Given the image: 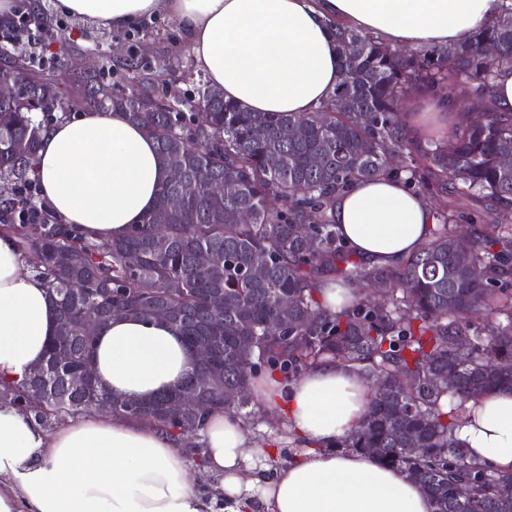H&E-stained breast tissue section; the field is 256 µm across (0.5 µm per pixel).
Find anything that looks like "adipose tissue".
Returning a JSON list of instances; mask_svg holds the SVG:
<instances>
[{
  "label": "adipose tissue",
  "mask_w": 512,
  "mask_h": 512,
  "mask_svg": "<svg viewBox=\"0 0 512 512\" xmlns=\"http://www.w3.org/2000/svg\"><path fill=\"white\" fill-rule=\"evenodd\" d=\"M503 0H57L64 14L115 31L163 15L183 29L211 85L249 112L309 113L340 78L334 29L393 48L450 46L493 21ZM42 196L86 238H123L155 206L165 177L156 144L121 111L83 112L42 135ZM339 233L366 264L394 267L416 253L436 219L406 184H354L336 199ZM57 333L44 280L0 234V388L23 382ZM196 357L162 318L113 317L96 333L92 368L109 394L146 402L179 388ZM250 394L299 443L288 465L256 444L245 422L212 412L201 464L164 428L98 413L47 429L0 402V512H433L400 468L341 447L372 386L324 361L292 381L267 372ZM472 459L512 471V389L467 402L455 430Z\"/></svg>",
  "instance_id": "1"
}]
</instances>
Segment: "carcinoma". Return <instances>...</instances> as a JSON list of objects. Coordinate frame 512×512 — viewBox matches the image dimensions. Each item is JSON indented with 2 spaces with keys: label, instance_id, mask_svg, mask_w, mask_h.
Segmentation results:
<instances>
[{
  "label": "carcinoma",
  "instance_id": "carcinoma-1",
  "mask_svg": "<svg viewBox=\"0 0 512 512\" xmlns=\"http://www.w3.org/2000/svg\"><path fill=\"white\" fill-rule=\"evenodd\" d=\"M56 27L40 0L26 5L23 20L0 18V55L11 58L0 77L26 81L24 96L0 99V232L21 253L39 254L35 272L55 296L57 335L91 318L100 328L114 315L148 321L166 308L186 343L205 344L212 357L209 372L194 368L183 387L243 418L258 364L290 378L326 358L347 365L374 392L336 447L405 469L434 512H512V495L499 492L512 473L477 465L454 435L464 403L512 386V296L493 304L494 286L512 275V248L458 228L453 199L490 201L512 221V171L501 167L512 154V113L492 105L499 71L512 69V7L461 44L410 53L336 26L341 79L308 114L247 112L207 83L186 102L160 97L144 79L127 89L79 78L64 91L43 73L51 59L5 49L50 44ZM461 83L476 89L461 104L466 118L448 139L414 145L401 121L409 95H448ZM30 99L43 120L34 119ZM76 108L127 112L155 141L161 166L175 161L184 174L162 183L154 209L122 239L87 241L45 206L28 214L42 131L55 112ZM401 176L435 207L437 228L396 267L354 260L333 222L336 197L359 181ZM241 211L250 222H238ZM329 274L366 285V294L325 310L315 293ZM270 325L280 335L267 334ZM73 335L53 340L43 362L0 399L49 428L109 402L115 415L178 436L202 428L210 407L172 414L169 394L135 403L100 391L91 370L95 336ZM35 388L42 393L31 405Z\"/></svg>",
  "mask_w": 512,
  "mask_h": 512
}]
</instances>
